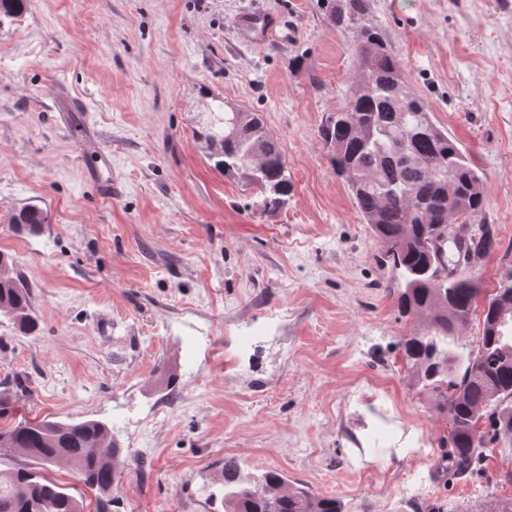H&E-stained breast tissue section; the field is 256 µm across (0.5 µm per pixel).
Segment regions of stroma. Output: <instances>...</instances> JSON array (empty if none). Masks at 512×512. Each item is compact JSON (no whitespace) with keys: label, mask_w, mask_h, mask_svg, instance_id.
Listing matches in <instances>:
<instances>
[{"label":"stroma","mask_w":512,"mask_h":512,"mask_svg":"<svg viewBox=\"0 0 512 512\" xmlns=\"http://www.w3.org/2000/svg\"><path fill=\"white\" fill-rule=\"evenodd\" d=\"M267 15L261 43L236 23ZM410 87L483 175L512 268V0H371ZM353 32L318 0H27L0 27V251L37 332L0 316L5 422L102 420L122 450L111 512H224V458L276 470L343 512H492L512 449L447 479L448 418L399 346L395 274L319 136L356 75ZM259 113L292 191L266 215L196 131L219 103ZM112 158V192L95 177ZM47 209L41 233L10 218ZM423 441L428 460L406 446Z\"/></svg>","instance_id":"1"}]
</instances>
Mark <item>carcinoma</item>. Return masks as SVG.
I'll use <instances>...</instances> for the list:
<instances>
[{"instance_id": "1", "label": "carcinoma", "mask_w": 512, "mask_h": 512, "mask_svg": "<svg viewBox=\"0 0 512 512\" xmlns=\"http://www.w3.org/2000/svg\"><path fill=\"white\" fill-rule=\"evenodd\" d=\"M328 21L354 30L358 76L345 105L331 113L320 136L336 175L344 179L359 213L383 247V261L397 275L401 314L425 315L430 331L402 339L404 360L436 408L448 416L453 445L449 470L460 479L483 470L491 444L512 448V306L495 301L512 292V269L477 309L480 282L450 277L456 246L448 240V215L462 216L463 257L477 261L499 247L498 227L487 221L482 176L448 132L433 120L426 100L408 84L402 66L381 30L360 27L370 0H318ZM26 0H0V24L14 21ZM197 138L208 160L226 176L256 187L263 212L274 214L292 191L288 164L276 137L260 115L234 106L210 112ZM19 234L35 235L47 212L28 205L11 217ZM12 262L0 252V315L24 333L38 330L30 285L11 275ZM482 320L478 349L463 356L453 349L457 328L474 314ZM480 439L472 440L474 431ZM0 456L65 464L97 492V512H109V496L119 475L121 449L108 425L22 419L0 427ZM224 512H342L334 498L290 487L276 470L260 475L225 458L221 477ZM0 512H83L82 503L41 472L18 464L0 468Z\"/></svg>"}]
</instances>
